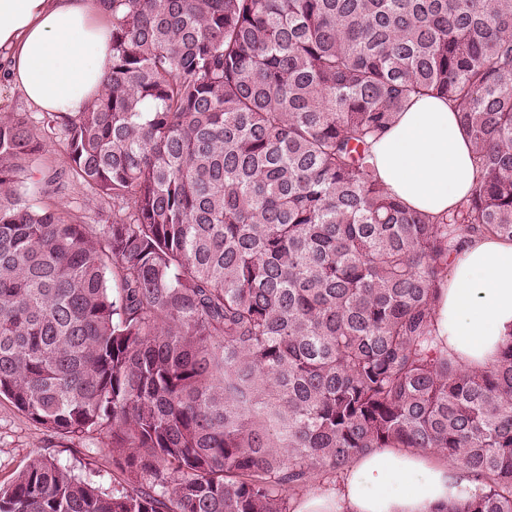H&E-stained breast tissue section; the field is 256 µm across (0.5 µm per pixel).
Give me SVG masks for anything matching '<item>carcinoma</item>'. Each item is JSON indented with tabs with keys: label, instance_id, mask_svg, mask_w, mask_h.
Listing matches in <instances>:
<instances>
[{
	"label": "carcinoma",
	"instance_id": "obj_1",
	"mask_svg": "<svg viewBox=\"0 0 512 512\" xmlns=\"http://www.w3.org/2000/svg\"><path fill=\"white\" fill-rule=\"evenodd\" d=\"M112 60L46 113L96 229L28 192L43 144L0 113V396L58 437L112 433L105 490L33 457L0 512H291L375 448L461 464L446 512H512V339L491 370L439 345L467 241L512 240V0H105ZM454 105L477 178L438 217L371 147Z\"/></svg>",
	"mask_w": 512,
	"mask_h": 512
}]
</instances>
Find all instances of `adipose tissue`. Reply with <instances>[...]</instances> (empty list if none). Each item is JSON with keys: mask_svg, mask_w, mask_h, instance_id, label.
<instances>
[{"mask_svg": "<svg viewBox=\"0 0 512 512\" xmlns=\"http://www.w3.org/2000/svg\"><path fill=\"white\" fill-rule=\"evenodd\" d=\"M108 16L103 0H0V73L39 111H84L112 59ZM372 152L387 190L431 216L462 202L476 177L470 141L436 97L399 113ZM436 329L464 367L496 363L512 338V241L478 237L450 257ZM475 490L459 463L377 448L302 493L295 512H445Z\"/></svg>", "mask_w": 512, "mask_h": 512, "instance_id": "obj_1", "label": "adipose tissue"}]
</instances>
